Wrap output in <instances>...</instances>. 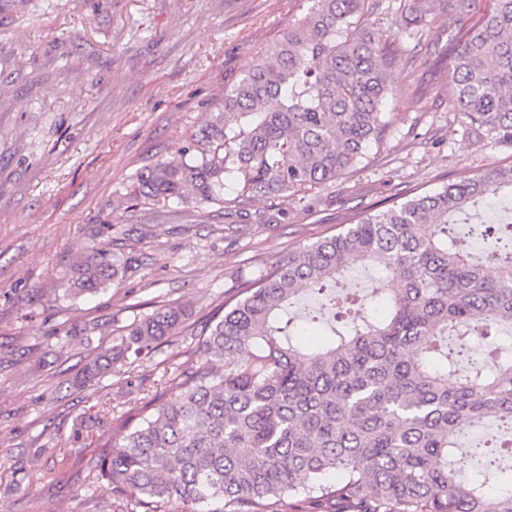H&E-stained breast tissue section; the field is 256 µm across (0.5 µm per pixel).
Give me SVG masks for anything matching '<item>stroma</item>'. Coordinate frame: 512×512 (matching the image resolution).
<instances>
[{
	"mask_svg": "<svg viewBox=\"0 0 512 512\" xmlns=\"http://www.w3.org/2000/svg\"><path fill=\"white\" fill-rule=\"evenodd\" d=\"M308 0H24L0 8V512H121L92 478L104 450L101 401L129 410L124 371L74 381L121 327L186 302L189 325L222 308L263 261L330 236L395 194L430 190L512 163V140L487 136L452 104L444 64L411 65L407 15L385 109L394 122L356 171L298 193L271 223L225 235L223 217L178 200L132 206L135 175L224 108V89L306 13ZM143 257L121 285L78 299L57 291L79 253L110 247L111 225ZM151 226L141 236L143 226ZM171 336L134 375L164 387L198 359Z\"/></svg>",
	"mask_w": 512,
	"mask_h": 512,
	"instance_id": "obj_1",
	"label": "stroma"
}]
</instances>
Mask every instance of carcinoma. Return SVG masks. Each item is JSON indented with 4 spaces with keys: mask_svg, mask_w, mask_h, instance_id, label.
Returning <instances> with one entry per match:
<instances>
[{
    "mask_svg": "<svg viewBox=\"0 0 512 512\" xmlns=\"http://www.w3.org/2000/svg\"><path fill=\"white\" fill-rule=\"evenodd\" d=\"M310 2L224 89L223 111L136 174L133 201L217 205L234 234L252 220V198L283 203L355 168L391 126L397 9L414 14L411 64L448 56L457 109L512 139V0L471 24L475 0H454L461 25L443 52L424 40L438 0ZM499 196L512 202V165L395 200L266 262L206 320L173 400L155 395L117 423L108 409L96 416L110 443L93 479L127 512H269L285 497L307 512H512V473L493 494L452 467L464 424L511 436L473 441L487 464L512 449V350L491 339L512 327V221L479 220ZM142 265L117 237L89 246L62 297L104 291ZM355 265L379 272L381 312L360 288L336 294ZM185 321L183 305L133 319L82 380L153 354Z\"/></svg>",
    "mask_w": 512,
    "mask_h": 512,
    "instance_id": "cac0c4a2",
    "label": "carcinoma"
}]
</instances>
